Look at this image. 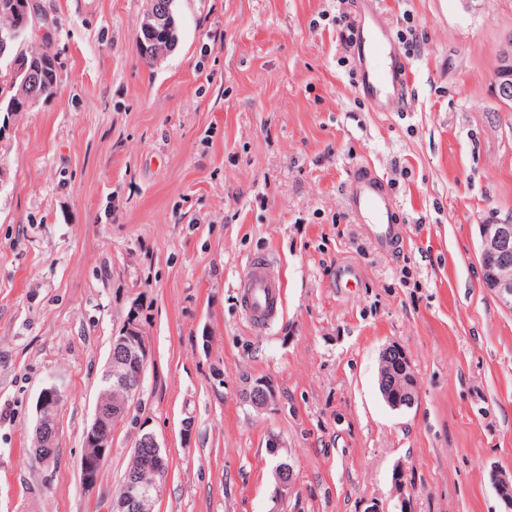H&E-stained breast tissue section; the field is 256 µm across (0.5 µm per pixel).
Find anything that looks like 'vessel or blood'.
<instances>
[{
	"instance_id": "obj_1",
	"label": "vessel or blood",
	"mask_w": 512,
	"mask_h": 512,
	"mask_svg": "<svg viewBox=\"0 0 512 512\" xmlns=\"http://www.w3.org/2000/svg\"><path fill=\"white\" fill-rule=\"evenodd\" d=\"M356 4L358 20L351 51L356 60L357 89L383 111L403 97L406 61L380 23L376 0H356ZM345 202L354 219L366 225L378 247L388 250L399 233L400 217L387 187L369 169L357 168L345 188ZM238 288L242 309L254 328H264L281 313L284 283L265 255L251 258Z\"/></svg>"
}]
</instances>
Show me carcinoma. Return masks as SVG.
Listing matches in <instances>:
<instances>
[{
	"label": "carcinoma",
	"instance_id": "obj_1",
	"mask_svg": "<svg viewBox=\"0 0 512 512\" xmlns=\"http://www.w3.org/2000/svg\"><path fill=\"white\" fill-rule=\"evenodd\" d=\"M157 2L162 16L170 20V27L161 33L177 39L174 0ZM12 4L13 0H0V61H9V68L0 71V111L24 112L28 106L56 94L57 60L48 45L23 49L29 18L13 9Z\"/></svg>",
	"mask_w": 512,
	"mask_h": 512
}]
</instances>
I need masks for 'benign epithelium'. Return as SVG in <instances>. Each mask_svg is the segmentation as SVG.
<instances>
[{"instance_id": "benign-epithelium-1", "label": "benign epithelium", "mask_w": 512, "mask_h": 512, "mask_svg": "<svg viewBox=\"0 0 512 512\" xmlns=\"http://www.w3.org/2000/svg\"><path fill=\"white\" fill-rule=\"evenodd\" d=\"M495 94L503 110L512 112V33L501 42L494 79ZM480 261L483 280L506 307H512V222L481 224ZM149 358V350L135 320L112 336L107 365L102 373L94 415L84 430V453L81 464L84 484L95 485L98 473L112 447V430L128 416L130 402L135 399L142 384ZM378 384L381 394L394 410L414 406L418 398V381L405 351L398 345L385 347L379 360ZM120 388L125 399L112 403V389ZM65 392L55 383L45 387L36 403V422L33 447L36 456L47 466L55 462L53 448L59 437V414ZM246 398L258 410H264L275 401V393L268 384L258 383ZM133 454L149 456V470L154 481L127 477L122 494L112 502V512H154L155 502L168 474L169 462L156 438L143 434L134 444ZM494 485L503 505V512H512V481L494 474Z\"/></svg>"}]
</instances>
